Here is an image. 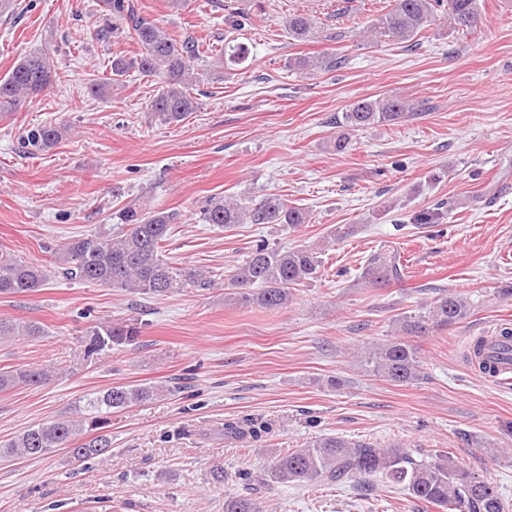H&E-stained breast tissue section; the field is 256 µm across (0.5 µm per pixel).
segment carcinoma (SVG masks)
I'll return each instance as SVG.
<instances>
[{"label":"carcinoma","instance_id":"cac0c4a2","mask_svg":"<svg viewBox=\"0 0 512 512\" xmlns=\"http://www.w3.org/2000/svg\"><path fill=\"white\" fill-rule=\"evenodd\" d=\"M100 14L108 25L95 36L106 38L114 23L140 48L131 58L112 59L111 86L123 84V77L135 69L159 83L151 101L152 119L161 125L178 124L200 109L193 87L201 81L224 79V66L245 61L247 48L231 40L224 51L211 56L203 72L194 62L205 57L201 44L192 39H177L154 21L140 15L137 0H99ZM448 14V30L462 38L481 32L485 18L479 0H390L389 8L369 20L365 37L373 43L403 44L421 33L438 10ZM288 34L304 41L313 35L316 22L306 14L288 17ZM345 58L324 52L295 57L288 68L315 74L340 69ZM56 76L47 53L39 49L21 57L10 72L0 78V112H16L27 99L52 86ZM415 110L403 98H363L351 103L342 113V124L356 129L374 124H395ZM66 127L36 126L23 138L30 153L53 147L62 140ZM120 231L99 229L76 237L55 252L52 268L22 259L9 248H0V294L27 295L40 291L52 279L92 283L122 288L140 295L166 296L185 288H213L215 275L197 267L175 266L163 255L164 243L179 216L174 211H146L127 205L112 214ZM200 221L231 228L237 224L309 223L308 211L290 205L277 195L266 197L250 207L236 201L212 199L202 208ZM322 261L306 247H272L259 240L247 257L235 266L230 283L236 288V301L278 309L293 299L296 287L322 276ZM403 264L397 255L374 254L365 263L361 278L372 284L399 281ZM470 304L457 293H445L423 307L418 314L398 319L401 335L384 343L364 347V371L396 385H410L424 379L418 349L408 336H422L430 330L444 329L465 319ZM43 334L37 322L16 323L0 318V340L34 338ZM140 323L135 319L112 322L97 320L86 327L83 359L114 347L137 343ZM58 375L57 369L0 368V392L16 387H42ZM174 384L157 387L146 384H119L87 393L76 400L68 413L26 429L0 442V454L19 458H41L61 449L71 461L82 463L105 456L112 448V413L147 403L163 394L178 392ZM224 440L240 443L257 440L263 428L245 426L240 421L224 422ZM376 479L388 486H401L409 496L443 512H505L503 499L489 480L461 466L450 452H438L420 460L400 444L379 446L333 435H320L301 448H285L274 454L259 471L242 469L235 479L251 482L272 481L292 484L333 486L351 480ZM224 512H265L258 500L246 495L224 497Z\"/></svg>","mask_w":512,"mask_h":512}]
</instances>
